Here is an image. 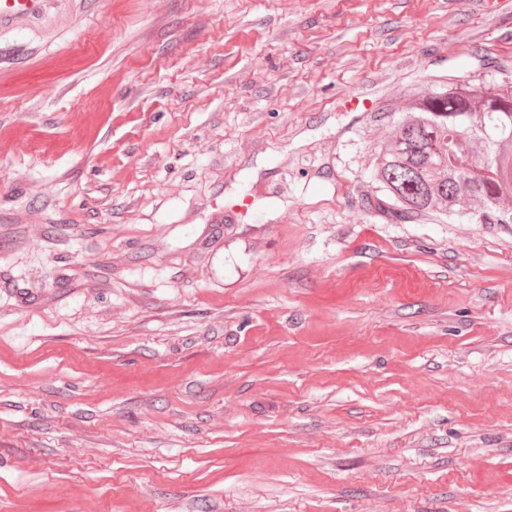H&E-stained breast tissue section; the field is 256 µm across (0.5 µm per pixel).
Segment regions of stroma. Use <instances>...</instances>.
Wrapping results in <instances>:
<instances>
[{
    "mask_svg": "<svg viewBox=\"0 0 512 512\" xmlns=\"http://www.w3.org/2000/svg\"><path fill=\"white\" fill-rule=\"evenodd\" d=\"M512 0H53L0 29V512H512V224L372 210Z\"/></svg>",
    "mask_w": 512,
    "mask_h": 512,
    "instance_id": "1",
    "label": "stroma"
}]
</instances>
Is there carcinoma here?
Instances as JSON below:
<instances>
[{
  "label": "carcinoma",
  "mask_w": 512,
  "mask_h": 512,
  "mask_svg": "<svg viewBox=\"0 0 512 512\" xmlns=\"http://www.w3.org/2000/svg\"><path fill=\"white\" fill-rule=\"evenodd\" d=\"M392 119L390 140L374 146L379 194L374 209L401 222L460 213L467 203L479 224H512V84L442 82L413 95ZM491 166L495 176L485 174Z\"/></svg>",
  "instance_id": "1"
}]
</instances>
